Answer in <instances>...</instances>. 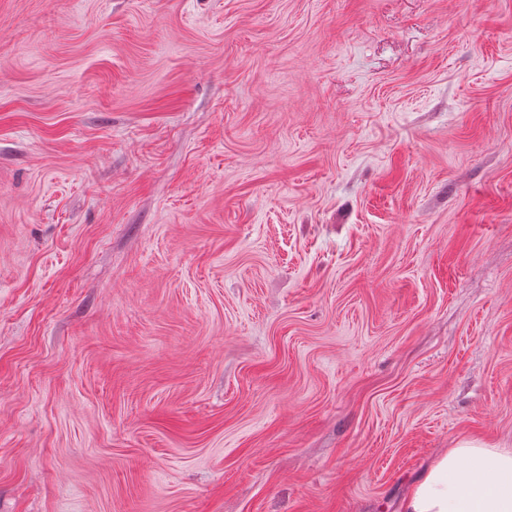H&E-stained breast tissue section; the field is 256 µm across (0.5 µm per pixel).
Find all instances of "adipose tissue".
Instances as JSON below:
<instances>
[{"instance_id": "obj_1", "label": "adipose tissue", "mask_w": 512, "mask_h": 512, "mask_svg": "<svg viewBox=\"0 0 512 512\" xmlns=\"http://www.w3.org/2000/svg\"><path fill=\"white\" fill-rule=\"evenodd\" d=\"M404 512H512V448L458 441L414 484Z\"/></svg>"}]
</instances>
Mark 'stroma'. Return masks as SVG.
I'll list each match as a JSON object with an SVG mask.
<instances>
[{"label":"stroma","mask_w":512,"mask_h":512,"mask_svg":"<svg viewBox=\"0 0 512 512\" xmlns=\"http://www.w3.org/2000/svg\"><path fill=\"white\" fill-rule=\"evenodd\" d=\"M512 448V0H0V512H402Z\"/></svg>","instance_id":"stroma-1"}]
</instances>
